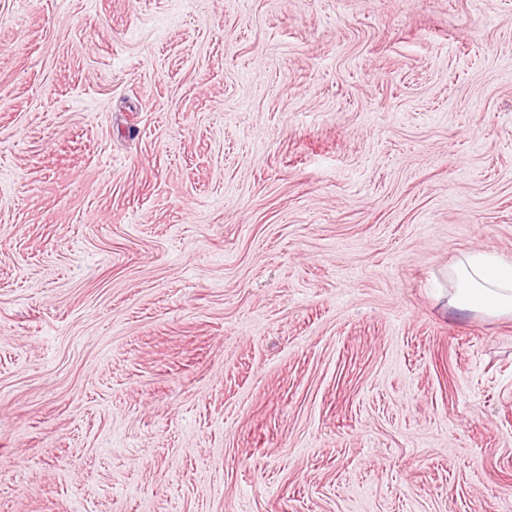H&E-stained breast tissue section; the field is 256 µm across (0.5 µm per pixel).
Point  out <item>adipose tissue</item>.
<instances>
[{
  "label": "adipose tissue",
  "instance_id": "adipose-tissue-1",
  "mask_svg": "<svg viewBox=\"0 0 512 512\" xmlns=\"http://www.w3.org/2000/svg\"><path fill=\"white\" fill-rule=\"evenodd\" d=\"M453 304L462 311L512 313V263L491 253L465 254L452 272Z\"/></svg>",
  "mask_w": 512,
  "mask_h": 512
}]
</instances>
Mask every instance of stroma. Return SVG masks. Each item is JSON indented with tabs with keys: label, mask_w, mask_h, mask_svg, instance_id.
I'll return each mask as SVG.
<instances>
[{
	"label": "stroma",
	"mask_w": 512,
	"mask_h": 512,
	"mask_svg": "<svg viewBox=\"0 0 512 512\" xmlns=\"http://www.w3.org/2000/svg\"><path fill=\"white\" fill-rule=\"evenodd\" d=\"M512 0H0V512H512ZM452 276L457 285L453 306L461 311L512 313V263L491 253L465 254Z\"/></svg>",
	"instance_id": "stroma-1"
}]
</instances>
